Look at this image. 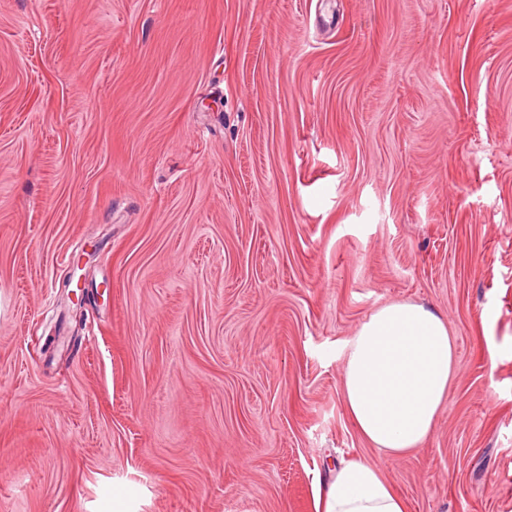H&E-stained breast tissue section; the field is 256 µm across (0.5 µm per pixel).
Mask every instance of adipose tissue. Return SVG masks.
<instances>
[{"instance_id": "adipose-tissue-1", "label": "adipose tissue", "mask_w": 512, "mask_h": 512, "mask_svg": "<svg viewBox=\"0 0 512 512\" xmlns=\"http://www.w3.org/2000/svg\"><path fill=\"white\" fill-rule=\"evenodd\" d=\"M344 350V403L361 434L387 456L417 449L454 371L455 347L442 317L412 302L382 306ZM323 512H405V504L375 465L350 462L337 466Z\"/></svg>"}]
</instances>
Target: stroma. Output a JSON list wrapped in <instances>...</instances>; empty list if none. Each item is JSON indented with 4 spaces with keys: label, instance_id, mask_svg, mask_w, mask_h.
<instances>
[{
    "label": "stroma",
    "instance_id": "35a3bbf8",
    "mask_svg": "<svg viewBox=\"0 0 512 512\" xmlns=\"http://www.w3.org/2000/svg\"><path fill=\"white\" fill-rule=\"evenodd\" d=\"M402 301L456 360L387 458L342 351ZM340 461L512 512V0H0V512H319Z\"/></svg>",
    "mask_w": 512,
    "mask_h": 512
}]
</instances>
